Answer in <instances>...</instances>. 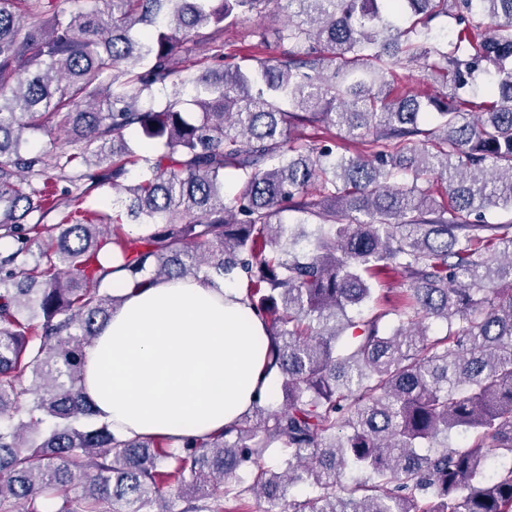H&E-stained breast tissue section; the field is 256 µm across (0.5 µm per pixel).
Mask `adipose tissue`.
<instances>
[{"mask_svg": "<svg viewBox=\"0 0 512 512\" xmlns=\"http://www.w3.org/2000/svg\"><path fill=\"white\" fill-rule=\"evenodd\" d=\"M85 353L81 386L97 418L121 438L201 437L222 432L272 396L271 338L244 288L202 278L132 288Z\"/></svg>", "mask_w": 512, "mask_h": 512, "instance_id": "obj_1", "label": "adipose tissue"}]
</instances>
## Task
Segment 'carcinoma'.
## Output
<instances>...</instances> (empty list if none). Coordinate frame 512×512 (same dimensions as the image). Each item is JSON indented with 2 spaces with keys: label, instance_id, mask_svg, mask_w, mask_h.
<instances>
[{
  "label": "carcinoma",
  "instance_id": "obj_1",
  "mask_svg": "<svg viewBox=\"0 0 512 512\" xmlns=\"http://www.w3.org/2000/svg\"><path fill=\"white\" fill-rule=\"evenodd\" d=\"M23 2L0 0V512H224L297 484L288 512H512V465H494L512 458V221L490 219L512 212V0H287L280 58L248 69L224 24L270 0H89L67 18L61 0ZM448 14L463 28L442 44ZM432 57L448 96H392L397 69ZM479 71L496 98L482 112ZM157 86L164 107H136ZM308 128L372 153L338 155ZM70 129L71 151L56 145ZM39 131L50 147L34 152ZM129 131L162 149L140 157ZM105 184L124 209L87 202ZM108 244L135 288L245 283L282 406L177 445L114 437L81 389L123 301ZM384 268L402 279L393 299L374 295ZM453 430L474 443L448 446Z\"/></svg>",
  "mask_w": 512,
  "mask_h": 512
}]
</instances>
